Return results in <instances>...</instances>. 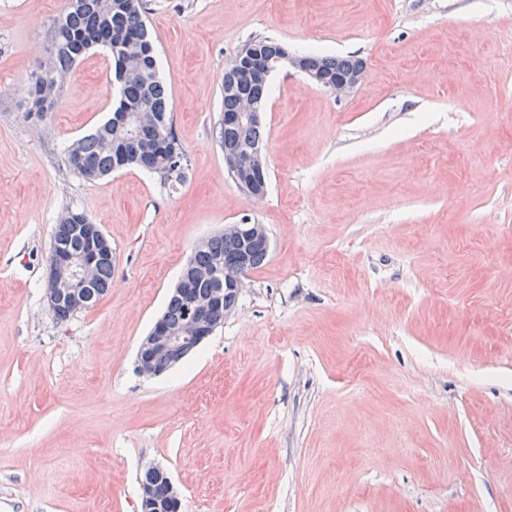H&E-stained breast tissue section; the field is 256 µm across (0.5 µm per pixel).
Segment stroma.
Segmentation results:
<instances>
[{"label": "stroma", "instance_id": "stroma-1", "mask_svg": "<svg viewBox=\"0 0 512 512\" xmlns=\"http://www.w3.org/2000/svg\"><path fill=\"white\" fill-rule=\"evenodd\" d=\"M67 4L0 0V512H139L148 463L181 512H512V0H146L176 190L63 163L111 114L103 49L42 128L22 119ZM261 36L367 76L341 99L272 76L256 201L219 132L226 65ZM68 207L114 262L60 323L46 267ZM245 215L270 251L235 311L140 376L192 249Z\"/></svg>", "mask_w": 512, "mask_h": 512}]
</instances>
